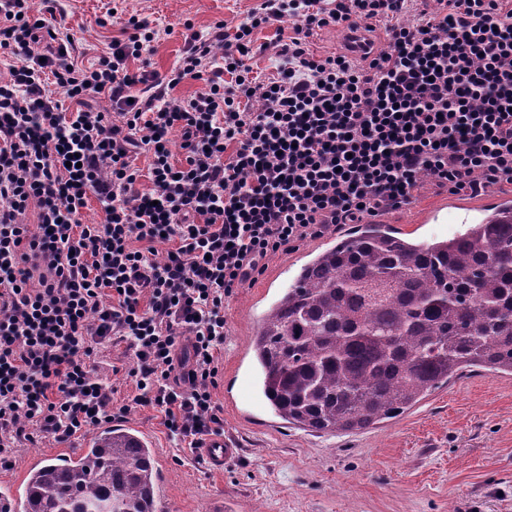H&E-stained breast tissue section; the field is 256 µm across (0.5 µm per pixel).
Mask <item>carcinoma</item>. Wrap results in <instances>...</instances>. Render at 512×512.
Instances as JSON below:
<instances>
[{
    "mask_svg": "<svg viewBox=\"0 0 512 512\" xmlns=\"http://www.w3.org/2000/svg\"><path fill=\"white\" fill-rule=\"evenodd\" d=\"M252 348L270 409L316 432L395 419L466 371L512 376V201L430 242L354 225L300 268ZM158 480L141 432L107 427L30 472L20 512H157Z\"/></svg>",
    "mask_w": 512,
    "mask_h": 512,
    "instance_id": "cac0c4a2",
    "label": "carcinoma"
}]
</instances>
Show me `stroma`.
<instances>
[{"instance_id":"stroma-1","label":"stroma","mask_w":512,"mask_h":512,"mask_svg":"<svg viewBox=\"0 0 512 512\" xmlns=\"http://www.w3.org/2000/svg\"><path fill=\"white\" fill-rule=\"evenodd\" d=\"M260 3L61 0L82 63L107 50L121 37L123 19L137 14L160 32L149 60L162 74L177 65L190 33L208 34L220 22L235 31ZM346 230L339 225L280 253L225 300L227 335L214 394L237 455L223 471L178 462L161 414L131 403V355L107 343L96 349L92 359L115 389V406L128 408L119 424L140 430L156 450L159 512H209L217 496L235 512H512V376L468 373L400 417L350 435L289 425L259 399L243 410L229 406L227 394H240L250 375V341L266 309L311 254ZM89 440L85 434L72 445L45 439L18 447L14 466L0 469V492L22 491L31 461L74 454Z\"/></svg>"}]
</instances>
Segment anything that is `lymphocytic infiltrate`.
<instances>
[{"mask_svg": "<svg viewBox=\"0 0 512 512\" xmlns=\"http://www.w3.org/2000/svg\"><path fill=\"white\" fill-rule=\"evenodd\" d=\"M59 13L0 0L1 469L14 447L111 421L89 363L104 343L132 352L133 402L161 413L178 460L202 464L224 429L213 391L235 288L295 243L410 204L422 181L512 183L506 0H263L234 33L186 38L165 75L129 66L153 51L147 18L85 66ZM285 17L291 35L255 44ZM329 27L383 46L314 54ZM269 51L263 79L251 60ZM188 78L202 88L167 102ZM92 198L104 216L86 224Z\"/></svg>", "mask_w": 512, "mask_h": 512, "instance_id": "obj_1", "label": "lymphocytic infiltrate"}]
</instances>
